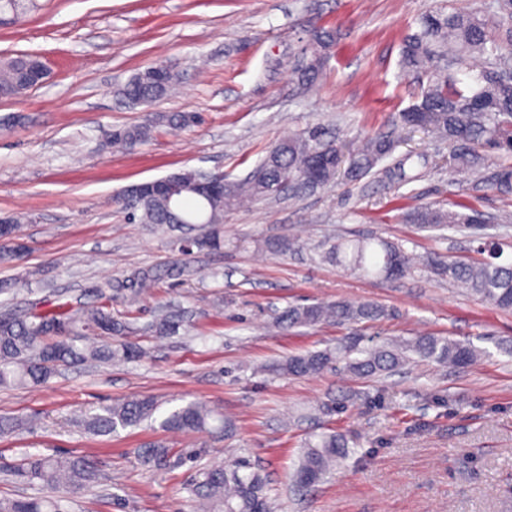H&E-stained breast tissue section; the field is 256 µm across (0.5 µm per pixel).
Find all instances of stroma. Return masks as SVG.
I'll list each match as a JSON object with an SVG mask.
<instances>
[{
  "instance_id": "35a3bbf8",
  "label": "stroma",
  "mask_w": 512,
  "mask_h": 512,
  "mask_svg": "<svg viewBox=\"0 0 512 512\" xmlns=\"http://www.w3.org/2000/svg\"><path fill=\"white\" fill-rule=\"evenodd\" d=\"M492 0H21L0 13V56L30 53L48 75L26 94L0 99V215L24 216L23 261L0 264V312L38 302H87L97 284L131 266L159 270L151 293L115 294L113 312L135 319L137 362L62 369L43 386L0 388V416L18 419L0 437V498L39 494L5 475L27 455L84 456L96 486L75 495L72 512H196L188 491L198 468L235 457L268 478L276 512H512V358L494 343L512 339V312L478 301L466 287L418 267L402 279L345 272L313 245L378 235L419 256L474 258L469 231L420 230L414 208L434 203L491 216L485 234L512 240V196L461 180L448 168V143L393 128L398 112L427 85L400 64L403 39L437 8L469 11ZM316 27L336 44L320 80L297 85L292 70ZM163 63L179 75L176 96L132 107L117 90ZM196 112L175 129L159 114ZM156 120L152 138L127 151L108 145L113 127ZM323 127L358 140L394 130L395 156L423 154L425 175L403 184L378 173L301 194L252 202L224 215V245L182 255L201 224L164 230L128 222L118 202L135 183L183 169L246 176L291 132ZM292 248L279 253L283 242ZM347 299L384 305L389 318L357 328L274 327L291 303ZM164 310L183 314L174 336L149 325ZM357 332L383 342L421 334L486 349L458 369L427 363L366 381L335 364L306 378L273 373L288 356L335 346ZM149 395L158 419L93 435L76 423L91 406ZM190 402L236 426L165 430L159 420ZM347 435L355 452L318 485L292 481L311 434ZM161 441L201 449L169 470L142 466L138 451Z\"/></svg>"
}]
</instances>
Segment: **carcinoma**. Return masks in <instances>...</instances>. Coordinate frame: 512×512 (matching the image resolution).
<instances>
[{"label": "carcinoma", "instance_id": "carcinoma-1", "mask_svg": "<svg viewBox=\"0 0 512 512\" xmlns=\"http://www.w3.org/2000/svg\"><path fill=\"white\" fill-rule=\"evenodd\" d=\"M336 43V33L316 28L308 38L309 58L296 70L306 85L318 81L328 55ZM478 55L485 64L477 77V87H461L434 68L439 59H459ZM512 61V0H494L493 9L470 12L431 10L419 20V29L409 34L402 49V66L424 73L427 88L421 99L399 113L396 122L413 131L432 133L456 145L451 155L454 172L474 177L492 169L490 188L512 196V82L500 77ZM41 61L29 54L0 58V97L13 98L33 88L27 74ZM177 75L154 64L135 73L121 86L118 95L125 101L134 97L149 104L168 97L175 90ZM168 125L188 128L197 124L199 115L171 112L162 116ZM149 123L117 127L111 144L133 148L152 138ZM278 152L268 150L255 170L241 181L224 183L223 191L208 198L195 193L189 184L197 176L193 170L172 173L164 180L176 182L181 189L173 196H147L139 201L124 193L130 217L141 224H205L207 234L192 240L184 249H219L224 245V212L256 199L276 195L277 188L306 190L332 183L339 175L351 181L369 174L383 159L392 155L391 137L375 134L359 143L327 139L319 128L295 133L277 143ZM414 154L401 156L392 166L382 169L390 180H411L405 166ZM485 215L473 210L460 213L425 206L413 214L420 228L459 227L476 229ZM11 234L0 236V262L19 259L14 241L20 220L10 223ZM319 257L344 270L359 271L374 278H401L414 270L418 258L402 246L385 238L343 239L330 246H319ZM488 257L474 261L434 256L430 266L440 276L465 285L471 293L498 309L512 311V259L504 256L498 243L480 247ZM155 269L133 266L126 270L123 282L134 292L156 284ZM112 288L106 282L94 290L95 300L77 308L67 303L47 311L30 309L17 316L0 317V387L41 386L62 366L88 361H136L144 349L131 337L136 328L126 317L112 313ZM388 316L387 309L375 302L339 300L330 304L290 305L276 317L283 329L317 326L327 322L338 325L375 323ZM180 323L171 316L160 317L155 333L168 336ZM361 337L344 338L336 347L290 356L276 365L275 371L293 377L313 376L333 363H344L346 370L362 379H374L399 370L403 365L426 361L457 368L475 364L482 351L469 343L443 336L421 335L408 340H390L370 346L361 345ZM158 410L150 396H139L89 409L83 426L93 433H112L118 428L134 427L151 418ZM217 420L213 411L199 402H190L168 413L161 427L171 431L198 432ZM350 453L349 439L336 432L312 435L306 442L295 472L296 482L314 486L339 468ZM200 455L197 450H175L155 442L142 455L144 466L156 471L178 467L186 459ZM12 475L47 490L40 496L0 498V512H68L70 495L96 479L94 464L85 457L30 456L13 468ZM189 492L202 512H272L268 482L260 472L250 469L244 460L224 464L213 462L198 470Z\"/></svg>", "mask_w": 512, "mask_h": 512}]
</instances>
